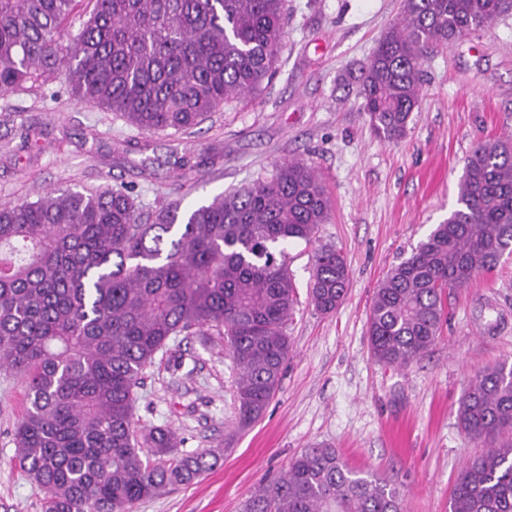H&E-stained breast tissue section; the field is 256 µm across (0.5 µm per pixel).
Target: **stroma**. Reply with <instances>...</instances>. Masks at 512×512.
<instances>
[{"label": "stroma", "instance_id": "stroma-1", "mask_svg": "<svg viewBox=\"0 0 512 512\" xmlns=\"http://www.w3.org/2000/svg\"><path fill=\"white\" fill-rule=\"evenodd\" d=\"M400 10L401 0H288L271 80L188 134L138 130L76 103L60 82L0 94V203L112 186L146 213L175 200L187 209L291 158L315 166L330 199L314 244L288 247L297 287L290 348L257 422L237 420L236 371L218 334L177 337L146 370L136 417L171 430L181 452L209 449L218 462L133 512H244L260 484L315 445L396 486L403 512H449L463 464L485 450L456 415L478 371L512 363V257L449 290L438 340L407 366L375 361L367 321L386 272L455 207L475 145L512 139V12L430 50L407 134L390 143L361 109L358 78ZM182 154L192 168L175 165ZM318 246L341 250L350 267L345 299L329 315L308 298ZM24 388L20 375L0 370V512H41V493L13 464Z\"/></svg>", "mask_w": 512, "mask_h": 512}]
</instances>
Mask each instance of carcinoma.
I'll return each mask as SVG.
<instances>
[{
    "instance_id": "obj_1",
    "label": "carcinoma",
    "mask_w": 512,
    "mask_h": 512,
    "mask_svg": "<svg viewBox=\"0 0 512 512\" xmlns=\"http://www.w3.org/2000/svg\"><path fill=\"white\" fill-rule=\"evenodd\" d=\"M0 0V92L65 83L73 100L149 132L187 133L257 90L280 53L288 0ZM512 10V0H404L363 68L358 95L371 128L407 132L428 50ZM316 168L275 174L188 210L144 215L123 188L58 190L0 206V369L24 378L14 463L43 494V512H132L144 498L192 483L210 450L178 456L175 434L135 419L144 371L177 336L227 338L239 423L258 419L288 358L296 303L288 244L329 220ZM512 255V143L480 141L457 203L375 289L372 356L404 366L436 342L444 296ZM349 267L333 247L314 255L309 295L329 314ZM461 430L490 448L468 459L450 512H512V366L478 372L457 409ZM246 512H402L400 491L350 469L336 449L307 448L262 486Z\"/></svg>"
}]
</instances>
